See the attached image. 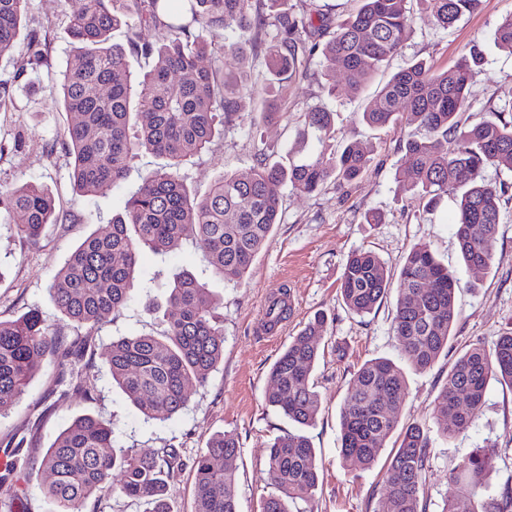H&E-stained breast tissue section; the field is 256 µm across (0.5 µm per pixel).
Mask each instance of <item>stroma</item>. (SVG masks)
Returning <instances> with one entry per match:
<instances>
[{
    "label": "stroma",
    "mask_w": 512,
    "mask_h": 512,
    "mask_svg": "<svg viewBox=\"0 0 512 512\" xmlns=\"http://www.w3.org/2000/svg\"><path fill=\"white\" fill-rule=\"evenodd\" d=\"M79 6L80 0H30V18L48 30V64L28 70L19 79L15 76L19 49L0 51V79L14 83V106L0 112V141L17 136L24 140L22 147L0 155V185L39 181L54 194L59 211L57 223L48 225L35 243L18 237L13 226L0 218V319H14L34 310L66 343L86 342L83 362L88 376L95 380L97 395L87 401L69 394L71 374L62 373L53 359L41 360L23 397L0 417V461L17 445L22 448V458L41 457L73 417L91 414L113 423L122 447L142 453L177 449L183 467L168 483V502L172 512H195L193 462L205 452L212 435L228 431L239 441L238 510L261 512L263 499L276 491L266 471L267 445L276 437L301 430L317 453L319 487L310 504L312 512H376L381 506L385 463L380 460L365 469L343 461L339 413L353 370L365 360L386 357L405 372L407 397L401 425L419 424L432 440L425 483L427 512H442L444 499L453 490V468L473 449L486 445L496 451L487 477L489 494L512 487V388L491 383L473 425L455 437H443L433 407L453 356L440 357L430 370H415L392 335L396 293H389L377 310L360 317L344 308L339 292L341 274L353 252H375L395 283L406 253L414 245L424 244L458 280L455 348L478 343L493 349L502 330L512 322V172L492 168L486 172L489 179L507 188L502 220L491 266L485 270L467 267L454 237L455 199L445 197L428 212L422 201L399 190L395 174L404 164L402 144L411 127L397 124L374 130L359 117L369 93L379 89L404 61L421 59L439 68L450 67L476 41L485 47L486 62L473 76L468 118L475 121L490 110L512 105V54L499 50L493 41L497 25L512 14V0H482L477 12L447 30L436 26L428 14L416 13L410 39L373 75L366 93L360 95H350L344 79L329 81L318 59H311L303 75L279 90L277 114L257 128L249 115L265 96L262 61L252 57L244 62L225 54L224 69L249 68L254 93L242 103L243 121L225 128L209 150L184 165L182 174L193 192L205 195L223 173L252 167L259 153L285 154L304 124L305 111L313 104L335 112L337 142L372 146L370 169L350 185L340 187L330 181L309 196L282 188V220L241 282L227 283L216 276L200 248L189 240L164 256L143 253L134 300L111 322L91 332L60 313L48 286L86 236L122 213L128 195L159 160L144 157L120 185H106L94 195L81 196L70 182L68 155L45 152V145L60 141L68 125L66 113L57 104V82L72 50L64 14ZM331 82L336 85L332 97L326 92ZM371 211L382 213L383 223H367ZM181 267L204 279L220 301L217 315L224 326V360L204 385L192 389L184 411L165 420H148L113 387L105 356L115 339L162 333L173 314L167 303V285L175 269ZM282 293L291 311L276 337L269 338L261 324L269 302ZM320 313L327 316L314 373L321 406L315 424L301 429L268 406L265 394L274 362L292 337ZM340 346L347 350L342 361L336 358ZM44 480L38 470H30L29 492L20 502L15 500L11 484L0 483V512H55L41 490Z\"/></svg>",
    "instance_id": "obj_1"
}]
</instances>
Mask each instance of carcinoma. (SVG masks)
<instances>
[{
	"label": "carcinoma",
	"mask_w": 512,
	"mask_h": 512,
	"mask_svg": "<svg viewBox=\"0 0 512 512\" xmlns=\"http://www.w3.org/2000/svg\"><path fill=\"white\" fill-rule=\"evenodd\" d=\"M360 8L336 26L321 44L315 36L328 28L319 11H296L288 0H81L69 16L72 54L58 83V101L70 115L61 140L73 159L74 188L90 196L105 184L116 185L144 154L163 163L150 172L112 219L105 233L94 232L69 255L49 291L70 321L93 330L112 320L135 296L140 254H166L190 238L204 252L212 271L240 282L280 223V188L311 195L327 181L348 185L371 163L367 147L336 148L334 113L315 104L305 113L295 148L282 161L257 160L243 172L224 173L202 198L192 195L181 175L196 156L241 117V101L252 82L205 67L206 56L230 50L244 57L260 44L269 81L284 83L300 75L319 52L324 75L341 73L353 95L397 55L412 33L414 5L447 29L474 13L481 0H361ZM28 0H0V51L25 37L17 67L20 78L46 55L40 31L26 29ZM126 26L129 47L114 43L112 32ZM156 32L152 42L139 30ZM231 32L228 45L214 37ZM494 42L512 54V15L494 31ZM148 60L131 69L129 54ZM479 44L452 67L436 68L408 60L367 102L360 118L373 129L393 124L415 126L403 149L406 167L399 189L436 208L451 194L458 205L454 234L462 260L486 268L493 260L500 201L505 186L485 177L488 168L512 171V120L491 112L474 123L462 120L470 108V81L483 64ZM17 234L37 241L55 221V198L42 183L26 180L0 191ZM384 263L372 251L348 258L340 296L351 313L364 316L379 308L390 290ZM169 304L177 310L158 335H134L114 343L106 356L112 381L149 419L182 411L190 390L207 382L224 358V328L218 302L207 283L188 270L169 283ZM457 279L426 245L406 255L398 283L392 333L401 353L421 371L448 354L456 320ZM290 311L286 298L267 309L276 324ZM325 315L319 314L293 337L270 370L267 403L300 426L312 425L320 409L312 372L319 356ZM51 355L58 364L74 355L53 337L36 312L0 320V415L22 398L36 361ZM512 388V327L498 337L493 351L479 343L460 349L435 398L441 433L451 437L478 417L490 382ZM403 372L391 360L366 361L354 373L340 410L341 455L371 465L393 434L397 446L383 480L382 512H427L424 495L431 441L417 424L398 427L406 399ZM239 442L230 432L212 436L194 461L195 512H239L235 461ZM495 449L476 448L453 469L456 489L442 512H512V489L484 498L494 467ZM180 466L175 448L142 454L117 445L112 425L79 415L62 429L40 460L45 496L56 512H82L91 498L114 492L140 501L146 512H170L166 493ZM267 468L278 493L263 499L262 512H292L288 503L312 500L318 487L316 453L307 436L290 432L269 446Z\"/></svg>",
	"instance_id": "cac0c4a2"
}]
</instances>
